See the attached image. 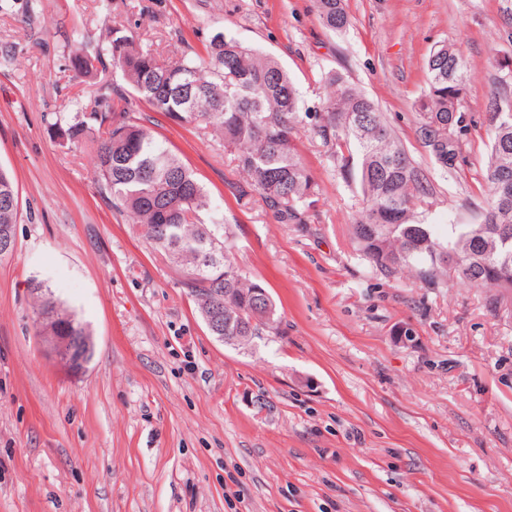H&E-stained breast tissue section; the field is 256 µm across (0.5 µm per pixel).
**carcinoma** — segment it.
<instances>
[{
    "label": "carcinoma",
    "instance_id": "cac0c4a2",
    "mask_svg": "<svg viewBox=\"0 0 512 512\" xmlns=\"http://www.w3.org/2000/svg\"><path fill=\"white\" fill-rule=\"evenodd\" d=\"M323 25L336 32L349 25L343 0H316ZM111 51L85 46L74 54L73 80L95 87L93 106L63 131L69 142L85 140L97 158L98 192L112 209L127 214L137 231L170 260L179 284L205 327H224V315L242 308L246 295L263 284L247 276L234 254L232 231L215 212L193 172L147 126L136 99L181 124L211 129L233 153L238 169L281 224H305L319 202V186L304 164L296 139L305 123L341 174L354 175L362 207L350 225L355 252L380 280L399 282L411 273L423 288H446L463 278L490 293L492 310L512 312V106L492 101L494 125L482 180L485 213L477 224H456L439 237L416 218L413 205L428 207L434 185L369 96L337 74L320 111L301 113L299 92L276 61L226 35L210 40L206 56L163 57L136 49V36L112 28ZM121 73L122 83L108 78ZM464 62L440 46L427 60L418 101L416 141L437 174H454L466 163L460 112ZM18 189L0 168V257L15 247ZM39 331L77 343L85 327L51 301L33 280ZM254 336L281 334L277 313L260 315Z\"/></svg>",
    "mask_w": 512,
    "mask_h": 512
}]
</instances>
